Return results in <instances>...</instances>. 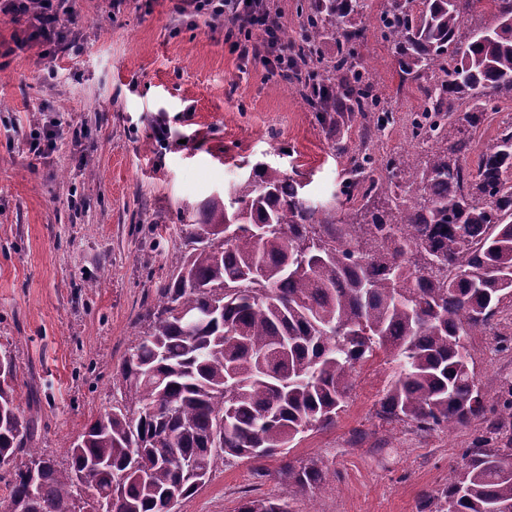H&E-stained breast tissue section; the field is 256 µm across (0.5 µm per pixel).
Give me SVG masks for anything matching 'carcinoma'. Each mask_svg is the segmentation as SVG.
I'll use <instances>...</instances> for the list:
<instances>
[{
  "label": "carcinoma",
  "instance_id": "obj_1",
  "mask_svg": "<svg viewBox=\"0 0 512 512\" xmlns=\"http://www.w3.org/2000/svg\"><path fill=\"white\" fill-rule=\"evenodd\" d=\"M482 0H391L379 15L402 82L418 85L412 138L426 153L376 157L395 122L356 45L366 0H309L293 47L297 90L331 133L360 126L334 201L310 203L300 182L254 165L181 229L182 247L156 283L149 330L121 366V402L91 419L56 465L31 446L15 405L16 365L0 351V473L5 512H165L230 457H280L277 478L313 496L336 477L289 444L336 422L356 367L385 352L397 365L377 415L423 431L490 419L462 449L448 485L423 493L428 512L512 508V381L494 403L479 388L465 338L512 304V121L477 168L472 131L512 99V0H488L493 23L467 26ZM339 37L323 60L319 44ZM41 470L28 475V463ZM236 512H290L246 499Z\"/></svg>",
  "mask_w": 512,
  "mask_h": 512
}]
</instances>
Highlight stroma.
Listing matches in <instances>:
<instances>
[{"instance_id":"1","label":"stroma","mask_w":512,"mask_h":512,"mask_svg":"<svg viewBox=\"0 0 512 512\" xmlns=\"http://www.w3.org/2000/svg\"><path fill=\"white\" fill-rule=\"evenodd\" d=\"M358 51L395 122L374 152L417 151L410 116L420 94L401 85L368 0ZM71 49L54 51L26 20L0 14V349L16 363L15 395L33 417V447L58 465L93 416L119 398V370L145 331L155 284L181 245V227L208 199L265 162L301 181L302 197L331 200L344 165L288 79L241 61L221 25L181 13L180 0H69ZM62 120L53 128L52 119ZM168 129L158 138L157 124ZM53 133L42 154L31 133ZM495 332L467 338L487 399L512 381V350ZM396 371L386 355L357 369L333 427L296 438L289 456L321 457L336 477L316 495L274 476L278 459H233L175 512H235L245 499L282 497L293 512H422L462 449L488 431L385 423L378 401Z\"/></svg>"}]
</instances>
